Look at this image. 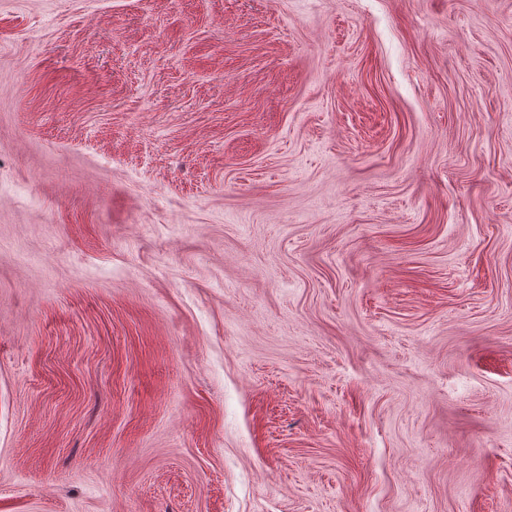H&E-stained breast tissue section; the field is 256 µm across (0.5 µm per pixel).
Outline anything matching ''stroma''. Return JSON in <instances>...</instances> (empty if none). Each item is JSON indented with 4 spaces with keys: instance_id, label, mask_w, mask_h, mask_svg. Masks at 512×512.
I'll return each instance as SVG.
<instances>
[{
    "instance_id": "1",
    "label": "stroma",
    "mask_w": 512,
    "mask_h": 512,
    "mask_svg": "<svg viewBox=\"0 0 512 512\" xmlns=\"http://www.w3.org/2000/svg\"><path fill=\"white\" fill-rule=\"evenodd\" d=\"M0 512H512V0H0Z\"/></svg>"
}]
</instances>
